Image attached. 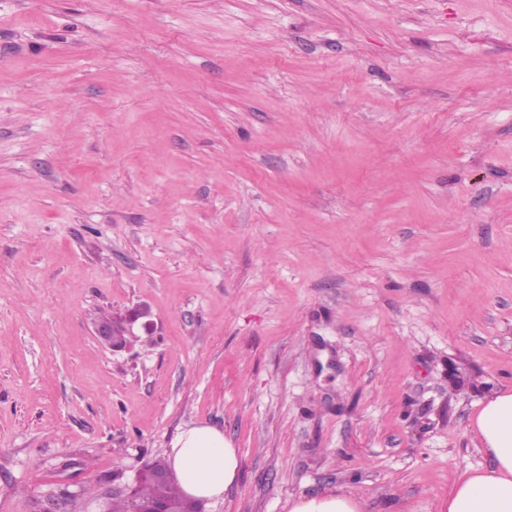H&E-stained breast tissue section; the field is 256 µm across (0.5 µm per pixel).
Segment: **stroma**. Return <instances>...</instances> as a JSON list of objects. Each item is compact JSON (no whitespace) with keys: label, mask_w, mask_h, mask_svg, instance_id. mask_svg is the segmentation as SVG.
Masks as SVG:
<instances>
[{"label":"stroma","mask_w":512,"mask_h":512,"mask_svg":"<svg viewBox=\"0 0 512 512\" xmlns=\"http://www.w3.org/2000/svg\"><path fill=\"white\" fill-rule=\"evenodd\" d=\"M486 382L512 0H0V512L191 423L240 463L205 512H444ZM135 321V315L129 314L122 316L119 314L112 315L109 321H96L95 322V336L101 341L105 342L113 349H125L131 346V341L128 337H133L132 324ZM119 328L118 331L115 328ZM112 336L119 338V336H125L123 339L118 341H112ZM290 512H363L362 504L342 487H335L313 496L300 498Z\"/></svg>","instance_id":"1"}]
</instances>
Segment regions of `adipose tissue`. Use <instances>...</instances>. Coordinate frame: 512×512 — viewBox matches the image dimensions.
<instances>
[{"label":"adipose tissue","mask_w":512,"mask_h":512,"mask_svg":"<svg viewBox=\"0 0 512 512\" xmlns=\"http://www.w3.org/2000/svg\"><path fill=\"white\" fill-rule=\"evenodd\" d=\"M472 429L491 464L459 476L447 512H512V387L484 402ZM169 465L180 490L201 501L220 498L239 476L236 449L209 424L178 431L170 443ZM290 512H362V504L336 487L295 501Z\"/></svg>","instance_id":"adipose-tissue-1"}]
</instances>
